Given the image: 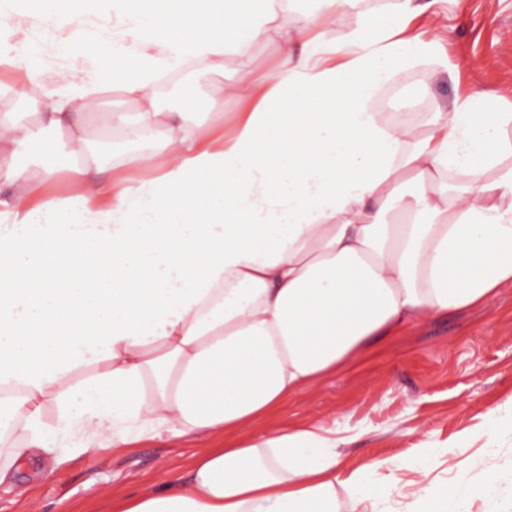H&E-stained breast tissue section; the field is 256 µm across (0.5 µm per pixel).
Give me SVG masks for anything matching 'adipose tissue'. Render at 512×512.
I'll use <instances>...</instances> for the list:
<instances>
[{
    "label": "adipose tissue",
    "mask_w": 512,
    "mask_h": 512,
    "mask_svg": "<svg viewBox=\"0 0 512 512\" xmlns=\"http://www.w3.org/2000/svg\"><path fill=\"white\" fill-rule=\"evenodd\" d=\"M301 37L277 0H113L130 40L104 27L112 66L66 89L40 124L0 121V483L41 474L59 439L72 454L168 434L222 435L268 415L367 345L512 285V107L456 99L427 131L366 102L395 64L436 54L406 34L412 0L361 19L344 43ZM278 37L281 67L243 70L221 96L246 107L209 137L178 126L138 188L102 179L85 122L111 127L110 85L159 126L150 88ZM66 134L72 181L52 196L43 133ZM41 156L39 175L19 153ZM55 422H48V411ZM334 431L247 437L182 475L113 500L109 512H340L391 487L342 476Z\"/></svg>",
    "instance_id": "adipose-tissue-1"
}]
</instances>
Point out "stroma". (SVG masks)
I'll use <instances>...</instances> for the list:
<instances>
[{
  "label": "stroma",
  "mask_w": 512,
  "mask_h": 512,
  "mask_svg": "<svg viewBox=\"0 0 512 512\" xmlns=\"http://www.w3.org/2000/svg\"><path fill=\"white\" fill-rule=\"evenodd\" d=\"M394 0H348L335 23L321 27L322 38L341 42L360 19L387 16ZM417 12L408 33L441 39L445 57L427 56L396 66L387 85L374 94L393 111L423 101L439 112L462 95L485 94L512 100V0H413ZM36 0H0V119L36 123L47 109L48 94L62 78L81 84L91 66L106 70L111 56L89 64L72 50L73 41L93 42L99 27L118 24L111 0H99L95 13L64 28L30 22ZM28 53L27 65L16 57ZM264 71L280 69L282 47L267 38L250 45L245 57L229 56L208 67L184 68L175 84L176 100L156 94L162 111L179 112L187 126L212 133L230 127L244 106L228 98L213 109V91L236 76L242 59ZM38 70L39 101L29 98L27 66ZM146 132L135 144L121 125L111 132L87 127L101 146L103 178L148 182L150 171L127 166L134 151L150 150L166 136ZM512 422V286L482 304L440 313L401 329L339 363L319 382L294 394L245 430L256 436L312 425L335 430L343 475L360 471L395 490L380 500V512H414L415 491L428 483L470 492L471 512H502L512 497V436L489 442V415ZM237 433L205 439L168 436L133 441L121 448L80 454L61 465L47 464L27 491L0 484V512H107L108 502L158 481L164 472L186 470L195 455L233 444ZM379 459L384 469H373ZM498 479L500 492L485 496L481 487Z\"/></svg>",
  "instance_id": "1"
}]
</instances>
